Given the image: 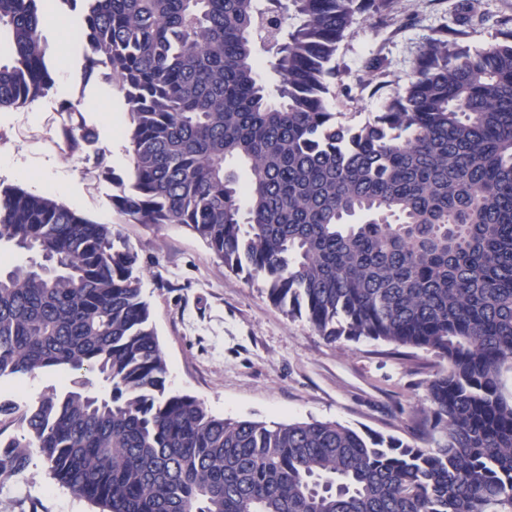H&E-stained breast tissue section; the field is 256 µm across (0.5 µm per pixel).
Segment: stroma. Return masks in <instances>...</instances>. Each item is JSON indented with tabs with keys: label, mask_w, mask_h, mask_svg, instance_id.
Masks as SVG:
<instances>
[{
	"label": "stroma",
	"mask_w": 512,
	"mask_h": 512,
	"mask_svg": "<svg viewBox=\"0 0 512 512\" xmlns=\"http://www.w3.org/2000/svg\"><path fill=\"white\" fill-rule=\"evenodd\" d=\"M394 24L362 17L342 41L336 63L342 84L328 107L338 122L357 125L377 111L361 94L371 59L384 58L406 79L434 28L461 27V42L480 50L495 40L493 20L512 16V0H478L477 16L458 24L461 0H400ZM75 15L50 13L46 35L55 49L54 85L44 97L0 109V187L49 192L88 219L112 225L137 253L140 288L168 368L167 387L202 402L214 415L267 424L335 421L360 432L418 443L427 381L442 368L431 353H395L370 340L331 343L306 319H289L258 281L227 269L207 245L178 224H136L113 204L111 182L97 178L104 157L118 175L130 168L129 114L121 92L101 73L86 75ZM73 103L75 111L64 108ZM92 130L85 153L69 152L67 124ZM93 512L61 488L40 456L0 488V512Z\"/></svg>",
	"instance_id": "1"
}]
</instances>
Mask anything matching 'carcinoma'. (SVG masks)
Instances as JSON below:
<instances>
[{"label":"carcinoma","instance_id":"carcinoma-1","mask_svg":"<svg viewBox=\"0 0 512 512\" xmlns=\"http://www.w3.org/2000/svg\"><path fill=\"white\" fill-rule=\"evenodd\" d=\"M43 0H0V108L54 85ZM83 20L86 72L129 110L113 202L179 224L331 342L424 350L434 446L338 422L213 415L166 388L138 257L48 193L0 191V380L66 375L34 404L0 396V486L38 452L96 512H512V22L477 53L442 26L405 84L380 57L360 125L327 107L336 52L397 0H56ZM277 76L268 84L262 65ZM71 152L88 129L63 131ZM247 179L239 181L238 170ZM105 392L95 388V383Z\"/></svg>","mask_w":512,"mask_h":512}]
</instances>
